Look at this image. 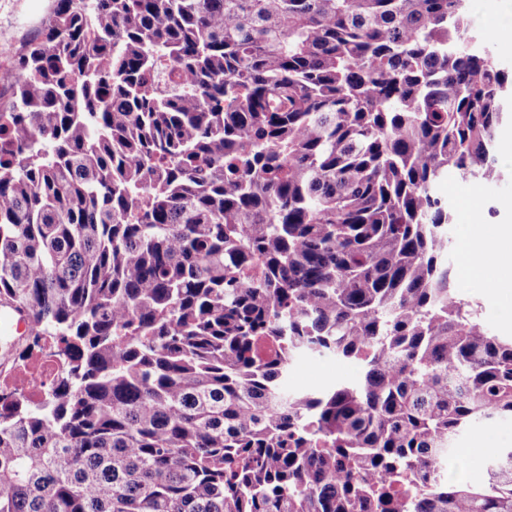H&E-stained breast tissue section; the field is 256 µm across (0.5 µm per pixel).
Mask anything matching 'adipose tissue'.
I'll return each instance as SVG.
<instances>
[{
  "instance_id": "obj_1",
  "label": "adipose tissue",
  "mask_w": 512,
  "mask_h": 512,
  "mask_svg": "<svg viewBox=\"0 0 512 512\" xmlns=\"http://www.w3.org/2000/svg\"><path fill=\"white\" fill-rule=\"evenodd\" d=\"M466 272L481 287L499 293L512 289V225L487 231L472 221L465 234Z\"/></svg>"
}]
</instances>
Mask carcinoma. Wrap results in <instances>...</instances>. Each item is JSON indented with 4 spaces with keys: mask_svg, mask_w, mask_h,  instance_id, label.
<instances>
[{
    "mask_svg": "<svg viewBox=\"0 0 512 512\" xmlns=\"http://www.w3.org/2000/svg\"><path fill=\"white\" fill-rule=\"evenodd\" d=\"M467 0H55L1 76L0 512H512V339L448 266L512 73ZM300 356L362 376L288 388ZM59 357L51 353L48 356H35L24 361L6 375L2 381L12 391H19L33 401L42 399L56 385L60 376ZM484 442L487 450L477 455L485 448L479 447ZM464 448L460 455L448 460V478L452 481L480 486L488 479L489 453L494 448H512V418H498L483 422L463 434L459 440ZM468 448V449H466ZM477 455L472 459L464 457Z\"/></svg>",
    "mask_w": 512,
    "mask_h": 512,
    "instance_id": "carcinoma-1",
    "label": "carcinoma"
}]
</instances>
